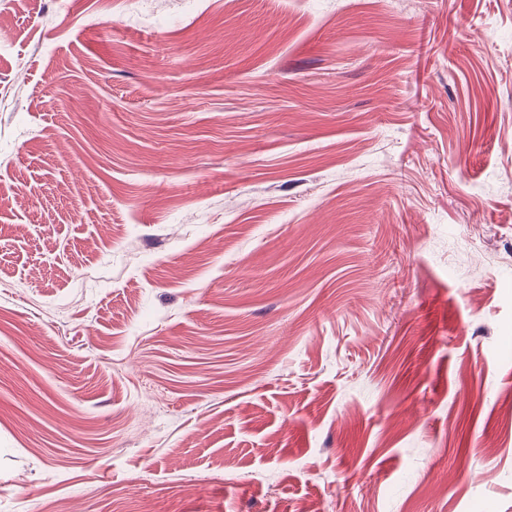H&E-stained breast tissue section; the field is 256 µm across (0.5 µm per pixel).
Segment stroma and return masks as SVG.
Masks as SVG:
<instances>
[{"label": "stroma", "mask_w": 512, "mask_h": 512, "mask_svg": "<svg viewBox=\"0 0 512 512\" xmlns=\"http://www.w3.org/2000/svg\"><path fill=\"white\" fill-rule=\"evenodd\" d=\"M0 18V512H512V0Z\"/></svg>", "instance_id": "obj_1"}]
</instances>
